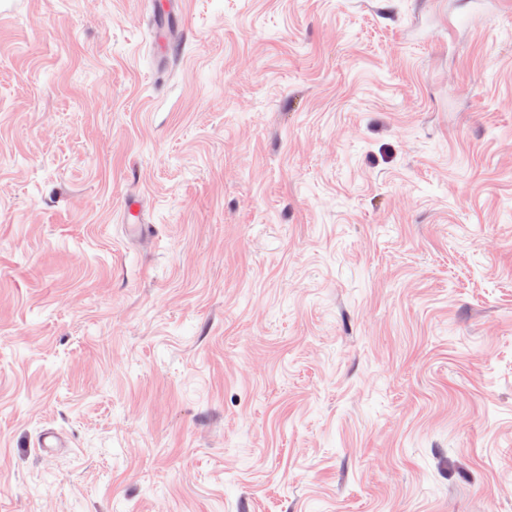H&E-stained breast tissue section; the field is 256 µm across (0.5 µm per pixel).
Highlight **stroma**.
<instances>
[{
	"instance_id": "obj_1",
	"label": "stroma",
	"mask_w": 512,
	"mask_h": 512,
	"mask_svg": "<svg viewBox=\"0 0 512 512\" xmlns=\"http://www.w3.org/2000/svg\"><path fill=\"white\" fill-rule=\"evenodd\" d=\"M181 11L0 0V512H512V0ZM123 223L125 233L130 237L139 236L145 231L148 224H143L138 202L130 201L125 204Z\"/></svg>"
}]
</instances>
